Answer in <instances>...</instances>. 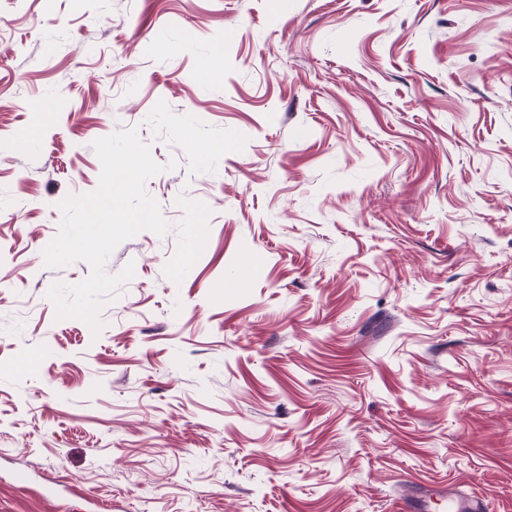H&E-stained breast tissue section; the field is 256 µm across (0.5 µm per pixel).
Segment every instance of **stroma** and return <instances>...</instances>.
Segmentation results:
<instances>
[{"label":"stroma","mask_w":512,"mask_h":512,"mask_svg":"<svg viewBox=\"0 0 512 512\" xmlns=\"http://www.w3.org/2000/svg\"><path fill=\"white\" fill-rule=\"evenodd\" d=\"M129 129L169 230L96 334L42 252ZM424 487L512 512V0H0V512Z\"/></svg>","instance_id":"35a3bbf8"}]
</instances>
